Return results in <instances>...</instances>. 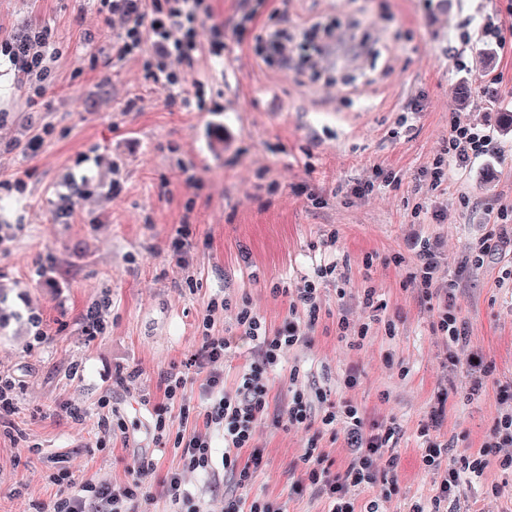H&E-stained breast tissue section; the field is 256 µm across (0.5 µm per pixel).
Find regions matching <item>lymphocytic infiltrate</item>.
<instances>
[{"label": "lymphocytic infiltrate", "mask_w": 512, "mask_h": 512, "mask_svg": "<svg viewBox=\"0 0 512 512\" xmlns=\"http://www.w3.org/2000/svg\"><path fill=\"white\" fill-rule=\"evenodd\" d=\"M102 2L111 15L113 57L144 55L148 77L172 89L182 87L202 57L224 55L221 39L205 45L196 39V24L201 15L212 12L204 0ZM50 38V30L35 28L0 43V57L7 58L20 84L32 89L37 98L46 90L45 82L54 61L48 51ZM496 151L490 134L471 125H452L445 148L424 174L428 191H437L444 184L448 164L463 166ZM419 257L421 264L413 275L414 283L420 298L437 306L438 332L446 341L467 342V325L452 302L455 281L438 280L439 260L430 247H422ZM335 271L332 265L317 267L303 287L297 289L279 324L268 323L246 296L239 302L236 315L239 335H212L211 320H204L200 347L161 377L162 399L153 405L157 418L174 411L182 425L200 419L207 428L203 435L176 437L173 446L186 470L210 472L215 458L210 434L220 432L224 439V473L236 486L234 493L224 497V512H285L277 498H247L242 494L243 488L251 485L267 466L265 449L255 444L257 428L267 418L275 426L309 432L307 444L297 458L302 475L293 483L292 491L300 494L313 490L324 503L322 512H390L389 505L406 479L401 456L391 445L393 428L369 423L365 409L346 399H333L328 391L308 392L299 388V367L289 371L291 396L286 406H271V376L291 349L306 343L301 326L319 325L321 286ZM243 343L251 344L252 357L236 376L233 387L225 388L224 357ZM198 374L205 377L201 394L207 401L199 418L186 404L188 387ZM445 417L446 404L438 402L428 424L420 428V466L435 479L437 501L452 504L457 500L464 474L480 478L494 466L512 468V411L498 416L481 446L457 465L447 463V443L433 436L434 431L443 427ZM326 436L331 439L327 445L322 442ZM147 473L146 467H138L120 491L101 482L81 486L73 493H61L53 504V512H129L132 502L150 497L143 482Z\"/></svg>", "instance_id": "obj_1"}]
</instances>
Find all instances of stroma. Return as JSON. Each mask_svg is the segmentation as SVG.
Segmentation results:
<instances>
[{"label":"stroma","mask_w":512,"mask_h":512,"mask_svg":"<svg viewBox=\"0 0 512 512\" xmlns=\"http://www.w3.org/2000/svg\"><path fill=\"white\" fill-rule=\"evenodd\" d=\"M211 4L198 38L208 42L222 24L224 57L201 60L208 85L187 81L176 101L142 58L116 62L84 43L86 31L112 32L99 0H0V41L45 27L57 52L34 107L0 64V375L14 383V410L0 421V512L51 505L61 492L50 479L55 465L76 485L105 480L118 490L137 461L156 469L146 477L150 500L133 512H174L162 480L182 467L170 442L183 427L171 415L164 432L155 428L161 375L197 349L211 300L231 303L212 315L213 335L236 333L233 306L244 296L276 322L287 290L320 264L336 267L322 285V322L289 358L305 387L395 424L403 464L419 457L418 429L438 392L448 393L440 438L452 463L508 408L500 387L512 384V277L504 274L512 251L477 265L469 248L493 227L488 205L512 206V134L502 130L512 54L462 46L463 73L448 48L512 0H248L256 25L284 16L337 28L336 63L316 75L263 63L256 26L237 27L239 0ZM463 91L472 102L465 110ZM413 102L418 111H409ZM457 121L490 131L498 152L450 166L446 190L422 199L415 187ZM39 132L43 147L24 151ZM85 174L92 184L81 185ZM380 174L388 186L351 195ZM64 195L72 211L61 218ZM179 231L189 243L181 264L170 249ZM422 240L439 256V280L457 283L466 345L446 343L409 282ZM365 288L386 302L380 316L364 309ZM92 306L101 322L94 333L84 320ZM342 316L369 324L362 347L342 338ZM474 352L495 366L477 395ZM352 369L358 383L349 389ZM256 442L270 462L254 492L285 497L288 512H321L311 494L288 493L305 434L266 421ZM460 498L474 512H512V469L464 481Z\"/></svg>","instance_id":"stroma-1"}]
</instances>
